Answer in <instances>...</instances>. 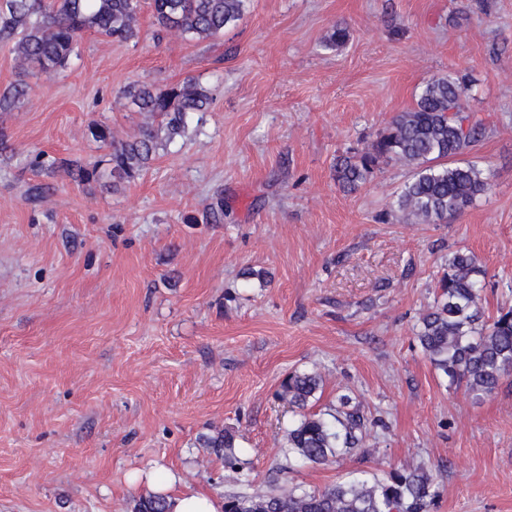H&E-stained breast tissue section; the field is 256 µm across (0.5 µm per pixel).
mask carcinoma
Here are the masks:
<instances>
[{"instance_id": "cac0c4a2", "label": "carcinoma", "mask_w": 512, "mask_h": 512, "mask_svg": "<svg viewBox=\"0 0 512 512\" xmlns=\"http://www.w3.org/2000/svg\"><path fill=\"white\" fill-rule=\"evenodd\" d=\"M246 0H148L156 36L176 33L198 41L224 33L241 19ZM142 0H0V37L15 40V50L31 78L66 67L82 35L93 30L117 42L141 35ZM29 84L5 88L0 110L8 111L28 94ZM466 85L451 76H435L417 95L413 108L394 115L384 132L362 152L337 159L334 176L345 192L366 185L383 162L412 169L394 203L400 218L422 224H446L489 189V177L472 163L455 157L471 150L482 128L460 133L456 115ZM123 97L144 116L130 140L112 137L102 122L89 127L93 139L110 148L91 166L66 161L60 167L83 182L112 179L116 188L139 177L160 153L187 137L189 117L205 112L213 101L210 87L197 78L162 87L133 82ZM486 270L469 251L448 256L432 304L420 315L415 337L448 388L463 387L476 397L494 393L512 373V306L485 315L482 291ZM324 380L315 370L295 371L281 383L278 399L299 410L285 433L288 453L304 463L331 464L341 453L362 447L364 415L351 398L318 413L306 412L318 400ZM203 447L234 468L241 464L235 438L219 430L203 438ZM439 497L438 476L424 469H397L382 480L357 477L323 490L279 485L264 494L224 495V512H432ZM132 512H168L165 497L149 493Z\"/></svg>"}]
</instances>
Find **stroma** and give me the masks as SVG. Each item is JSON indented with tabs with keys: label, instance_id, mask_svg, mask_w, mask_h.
<instances>
[{
	"label": "stroma",
	"instance_id": "stroma-1",
	"mask_svg": "<svg viewBox=\"0 0 512 512\" xmlns=\"http://www.w3.org/2000/svg\"><path fill=\"white\" fill-rule=\"evenodd\" d=\"M337 22L349 39L325 47ZM141 24L136 43L86 32L0 112V512H130L155 467L219 500L422 467L439 477L434 512H512V376L481 398L448 389L414 338L456 251L486 271L487 315L512 304V0H247L205 42ZM441 75L469 86L484 133L463 159L487 193L414 224L390 209L405 166L343 192L337 156ZM188 77L210 108L135 181L41 172L107 154L92 121L136 131L128 82ZM312 369L315 410L346 394L368 421L363 447L330 465L283 452L294 415L276 394ZM221 429L241 469L203 447Z\"/></svg>",
	"mask_w": 512,
	"mask_h": 512
}]
</instances>
